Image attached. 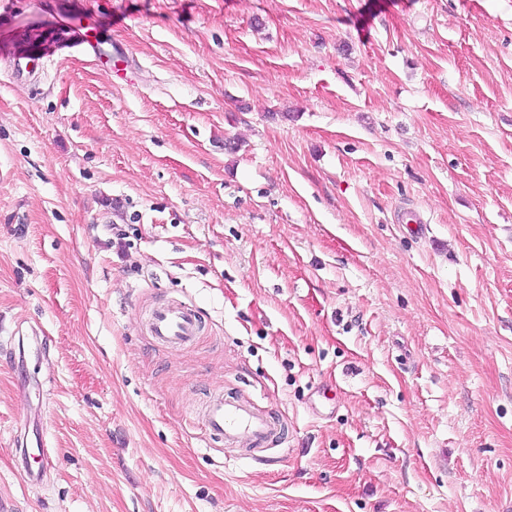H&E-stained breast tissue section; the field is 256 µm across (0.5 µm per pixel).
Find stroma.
Here are the masks:
<instances>
[{"mask_svg":"<svg viewBox=\"0 0 512 512\" xmlns=\"http://www.w3.org/2000/svg\"><path fill=\"white\" fill-rule=\"evenodd\" d=\"M0 512H512V0H0ZM53 26L65 29L68 35L64 39L47 44L49 50L44 54L43 59L52 61L55 59V54L60 56L82 54L85 57L92 58L96 62L95 64L112 79V66L107 65L108 60L103 62L104 55L99 50L98 43H93L84 38L73 18L61 17L55 21ZM203 331L197 310L181 301L157 304L150 315L148 333L164 347L193 345ZM204 428L226 448H265L278 437V424L264 410L239 397L214 394L203 410ZM33 438L36 448H29L27 439L26 441L23 440L22 448L20 449V455L21 464L23 465V470L26 474L27 479L30 482H37L43 476L44 469L39 467L37 470H34L31 468V466H28V462L30 461V458L34 459L35 457H40L42 461L46 460L47 448H45L46 444L44 442L42 434H37L36 432H33Z\"/></svg>","mask_w":512,"mask_h":512,"instance_id":"obj_1","label":"stroma"}]
</instances>
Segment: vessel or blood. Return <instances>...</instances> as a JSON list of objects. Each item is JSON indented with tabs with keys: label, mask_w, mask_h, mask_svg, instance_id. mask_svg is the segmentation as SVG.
<instances>
[{
	"label": "vessel or blood",
	"mask_w": 512,
	"mask_h": 512,
	"mask_svg": "<svg viewBox=\"0 0 512 512\" xmlns=\"http://www.w3.org/2000/svg\"><path fill=\"white\" fill-rule=\"evenodd\" d=\"M56 27L65 29L64 39L50 43L45 60L55 56L83 55L94 62L102 63L103 54L98 45L80 32L73 18L56 20ZM203 331L197 310L180 301L157 304L150 315L148 333L153 340L165 347H187L193 345ZM203 424L210 436L223 441L228 448H247L253 451L265 448L280 433L277 423L264 410L241 398L222 393L214 394L203 410ZM21 460L27 465L25 471L29 481H39L42 470L29 468L33 457H46L47 450L42 434H35L33 447H22Z\"/></svg>",
	"instance_id": "obj_1"
}]
</instances>
